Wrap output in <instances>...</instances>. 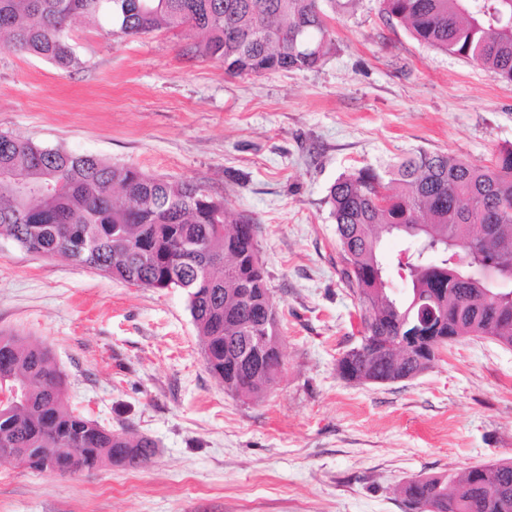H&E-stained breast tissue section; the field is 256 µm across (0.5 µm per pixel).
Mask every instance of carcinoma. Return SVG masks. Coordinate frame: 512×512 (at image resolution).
<instances>
[{
    "instance_id": "obj_1",
    "label": "carcinoma",
    "mask_w": 512,
    "mask_h": 512,
    "mask_svg": "<svg viewBox=\"0 0 512 512\" xmlns=\"http://www.w3.org/2000/svg\"><path fill=\"white\" fill-rule=\"evenodd\" d=\"M381 12L420 42L471 60L512 82V0H380ZM108 18L124 35L189 26L203 34L196 53L224 63L229 76L304 71L319 66L331 30L322 0H0V44L69 70L80 66L65 32L75 17ZM0 174L34 191L19 196L0 180V239L38 255H62L142 288H178L213 359L207 369L237 397L259 398L283 366L280 318L270 303L253 225L227 223L224 201L198 185L170 182L114 166L92 154L45 147L0 133ZM49 184L62 189L51 191ZM344 262L357 294L368 345L340 359L342 378L381 384L428 370L440 352L476 336L512 346V293L485 299L487 284L464 276L458 249L478 224L493 226L489 244H475V269L495 260L512 279V146L488 165L419 150L384 168L339 176L327 195ZM406 232L411 259L389 286L379 255L385 234ZM426 350L407 356L396 339L415 330ZM0 383L24 386L25 402L0 404V448L45 453L79 448L56 459L61 472L109 465L137 469L156 452L75 413L65 377L50 352L0 333ZM405 512H512V462H487L462 476H426L403 487Z\"/></svg>"
}]
</instances>
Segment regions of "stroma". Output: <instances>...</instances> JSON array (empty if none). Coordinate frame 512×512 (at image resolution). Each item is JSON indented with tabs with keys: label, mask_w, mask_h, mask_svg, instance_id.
<instances>
[{
	"label": "stroma",
	"mask_w": 512,
	"mask_h": 512,
	"mask_svg": "<svg viewBox=\"0 0 512 512\" xmlns=\"http://www.w3.org/2000/svg\"><path fill=\"white\" fill-rule=\"evenodd\" d=\"M328 14V52L301 72L230 77L193 37L82 17L80 69L0 47V133L196 183L251 220L283 353L260 400L231 396L180 289L1 239L0 332L50 350L71 409L157 453L63 477L0 460V512H404L416 476L512 460V347L468 337L412 379L341 378L359 305L327 204L339 175L420 149L489 163L512 145V82L419 42L379 0Z\"/></svg>",
	"instance_id": "stroma-1"
}]
</instances>
